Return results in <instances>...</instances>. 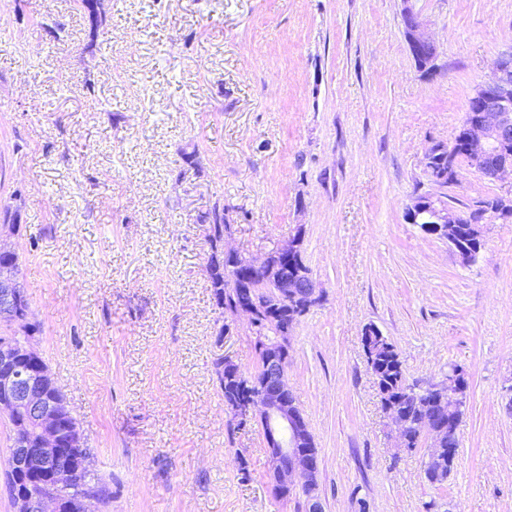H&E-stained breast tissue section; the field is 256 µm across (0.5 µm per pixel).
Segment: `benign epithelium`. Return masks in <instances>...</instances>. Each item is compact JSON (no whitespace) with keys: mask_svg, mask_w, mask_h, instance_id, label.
<instances>
[{"mask_svg":"<svg viewBox=\"0 0 512 512\" xmlns=\"http://www.w3.org/2000/svg\"><path fill=\"white\" fill-rule=\"evenodd\" d=\"M406 3L402 20L409 49L418 67L424 71L435 70L438 57L436 43L424 31L411 0ZM463 153L472 168L490 180H499L512 171V53L500 56L496 62L493 79L476 87L469 100L463 122ZM457 158L453 147L444 144L433 146L425 156V172L438 184L456 170ZM406 219L418 224L428 234L439 235L453 247L460 261L470 262L483 245L481 225L470 226V241H457L450 235L449 227L462 223V212L448 208V203L433 195L421 194L407 208ZM298 238L277 245L261 258L247 257L227 249L239 264L265 272L270 288L283 300H289L297 310H305L319 301L316 284L309 271L299 270L289 277L288 262L299 257ZM22 284L14 270L0 267V316L10 317L20 304ZM238 318L254 325L258 308L244 300L228 309ZM288 354V337L279 336L263 347L265 374L259 394L247 403L235 407L240 418L259 421L267 448L268 474L272 492L280 497L296 487L305 490L313 486L318 472L317 454L313 452V437L308 425L295 406L285 381L284 360ZM16 348L13 334L0 336V409L21 408L26 413L27 425L18 428L16 438L27 442L28 428L38 430V447L17 448L16 455L22 464L31 466L30 472L38 473L50 464L58 453L60 434L57 420L60 402L49 400L41 394V382L48 375L42 366L23 368L15 365ZM448 397V428L441 429L439 443L448 444V456L454 454L457 429L467 403V378L457 368L448 371V384L434 389ZM397 433L407 436L411 420L403 408L392 407L389 413ZM47 498L29 495L16 503L17 512H45Z\"/></svg>","mask_w":512,"mask_h":512,"instance_id":"7a95c632","label":"benign epithelium"}]
</instances>
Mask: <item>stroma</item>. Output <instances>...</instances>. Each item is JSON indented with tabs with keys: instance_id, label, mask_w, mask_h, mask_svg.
Instances as JSON below:
<instances>
[{
	"instance_id": "obj_1",
	"label": "stroma",
	"mask_w": 512,
	"mask_h": 512,
	"mask_svg": "<svg viewBox=\"0 0 512 512\" xmlns=\"http://www.w3.org/2000/svg\"><path fill=\"white\" fill-rule=\"evenodd\" d=\"M439 56L411 55L402 0H0V245L37 347L112 495L90 512H304L275 496L259 423L234 431L214 362L254 371L245 320L217 341L202 218L259 257L295 230L323 294L290 329L286 380L324 512H512V222L475 260L408 223L414 197L512 194L467 162L432 184L474 89L512 51V0H414ZM408 384L467 373L447 480L431 436L396 449L361 345ZM249 477H242V470ZM452 145L436 144L425 156V172L433 184L441 183L447 175L452 174L456 170L457 158L454 155ZM444 153L448 154L447 170L442 166Z\"/></svg>"
}]
</instances>
